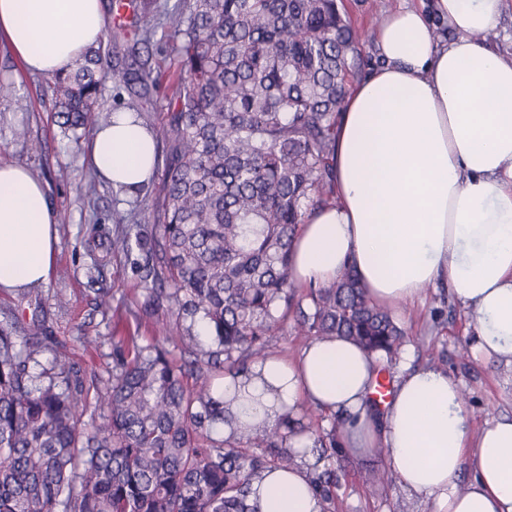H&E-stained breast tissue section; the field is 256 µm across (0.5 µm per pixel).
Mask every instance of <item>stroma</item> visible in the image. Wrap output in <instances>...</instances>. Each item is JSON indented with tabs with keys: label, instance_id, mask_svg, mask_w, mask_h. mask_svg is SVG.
Here are the masks:
<instances>
[{
	"label": "stroma",
	"instance_id": "1",
	"mask_svg": "<svg viewBox=\"0 0 512 512\" xmlns=\"http://www.w3.org/2000/svg\"><path fill=\"white\" fill-rule=\"evenodd\" d=\"M344 4L365 37V60L375 63L377 51L368 34L398 0H344ZM2 76L12 80L13 89L0 95V163L25 165L44 181L59 221L49 283L34 295L0 292V311L15 313L25 322L37 313V299H45L50 335L66 344L87 376L107 379L112 373L113 337L153 333L150 322L134 320L128 313L140 287L129 261L106 247L118 215L129 214L138 202L124 197L104 180H92L84 149L90 130H80V146L69 144L58 126L46 77L24 72L8 46L0 42ZM21 128L42 142V152H32L27 142L16 137V130ZM94 257L101 259L102 268L98 283L93 285L87 268ZM101 289L109 293L105 310L97 306ZM57 293L66 295V306L51 303V296ZM394 313L407 331L414 365L439 360L441 369L467 390L473 429L494 418L512 417V363L471 351L473 322L448 288H426L422 300L396 304ZM324 464L339 476L336 512H428L427 506L409 497L397 481L376 487L363 483L367 468L384 469L382 459L367 464L336 455L326 458Z\"/></svg>",
	"mask_w": 512,
	"mask_h": 512
}]
</instances>
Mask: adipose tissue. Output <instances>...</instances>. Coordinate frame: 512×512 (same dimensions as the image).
<instances>
[{"label":"adipose tissue","mask_w":512,"mask_h":512,"mask_svg":"<svg viewBox=\"0 0 512 512\" xmlns=\"http://www.w3.org/2000/svg\"><path fill=\"white\" fill-rule=\"evenodd\" d=\"M506 0L402 5L376 28L378 62L349 84L336 116L334 199L308 213L292 272L307 286L352 267L373 302L392 306L447 283L474 322L476 353L512 361V55L485 36ZM440 17L454 36L443 40ZM104 35L101 0H0V37L26 70L71 69ZM96 172L136 196L156 167L145 126L122 113L87 146ZM58 214L47 186L0 164V290L50 279ZM379 360L342 337L309 342L296 359H267L225 378L248 394L238 414L278 422L307 402L344 415L354 457L384 452L403 491L430 512H512V418L472 431L447 373L404 370L381 414L368 408ZM475 477L462 483L465 462ZM257 512H322L305 466L265 472Z\"/></svg>","instance_id":"obj_1"}]
</instances>
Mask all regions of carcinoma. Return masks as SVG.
Segmentation results:
<instances>
[{
	"instance_id": "cac0c4a2",
	"label": "carcinoma",
	"mask_w": 512,
	"mask_h": 512,
	"mask_svg": "<svg viewBox=\"0 0 512 512\" xmlns=\"http://www.w3.org/2000/svg\"><path fill=\"white\" fill-rule=\"evenodd\" d=\"M108 42H130L124 64L89 49L51 78L63 135L140 118L151 94L167 100L149 128L163 157L161 200L118 225L112 254L134 262L143 302L136 319L157 329L198 318L208 344L186 328L174 349L133 336L112 342V378H87L44 320L0 321V512H256L252 484L298 457L288 438L308 427L283 408L268 428L241 420L216 380L278 355L268 339L292 320L299 336H342L386 362L405 332L374 304L347 266L306 294L291 251L308 211L333 198L336 112L361 67L362 42L337 0H129ZM165 46L166 71L146 54ZM109 81L128 93L105 105ZM51 355L47 365L38 356ZM98 423L85 420L90 407ZM236 425L230 440L219 424ZM345 419L313 433L310 484L336 512V454Z\"/></svg>"
}]
</instances>
